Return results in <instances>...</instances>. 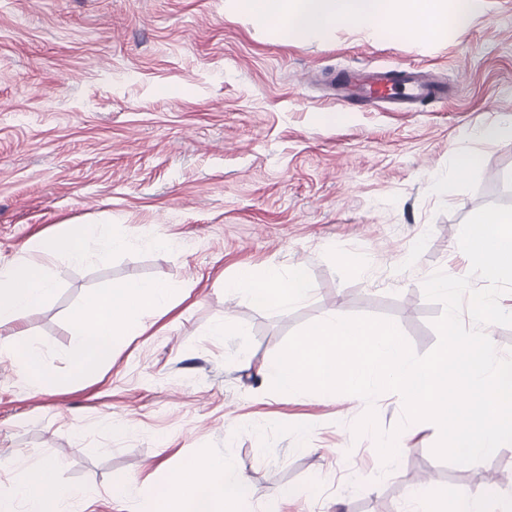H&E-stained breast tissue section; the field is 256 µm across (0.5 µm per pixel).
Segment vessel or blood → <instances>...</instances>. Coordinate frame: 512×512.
I'll return each instance as SVG.
<instances>
[{"label":"vessel or blood","instance_id":"vessel-or-blood-1","mask_svg":"<svg viewBox=\"0 0 512 512\" xmlns=\"http://www.w3.org/2000/svg\"><path fill=\"white\" fill-rule=\"evenodd\" d=\"M337 85L343 90V102L359 105L383 102L396 110L418 108L446 96L440 82L403 65L367 70L355 79L345 74L338 77Z\"/></svg>","mask_w":512,"mask_h":512}]
</instances>
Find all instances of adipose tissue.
<instances>
[{"mask_svg": "<svg viewBox=\"0 0 512 512\" xmlns=\"http://www.w3.org/2000/svg\"><path fill=\"white\" fill-rule=\"evenodd\" d=\"M233 11L257 25L305 40L321 39L337 24L349 23L377 36L414 34L433 41L452 38L471 26L487 8V0H226ZM98 241L103 252L128 248L119 236L103 235L97 224H63L49 237H32L26 257L0 268V326L25 319L55 290L45 262L64 256L71 264L90 259L87 241ZM225 293L265 308H287L308 299L310 288L301 266L270 270L257 280L250 268L225 280ZM177 289L160 281L114 284L103 293L87 295L78 318L73 359L82 376L97 375L112 361L116 347L141 335L158 311L176 301ZM161 503H145L140 512H245L255 496L249 479L224 455L193 456L170 477ZM87 487L60 484L49 462L30 465L17 497L0 496V512H63L66 504L90 496Z\"/></svg>", "mask_w": 512, "mask_h": 512, "instance_id": "adipose-tissue-1", "label": "adipose tissue"}]
</instances>
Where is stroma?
Returning <instances> with one entry per match:
<instances>
[{"label":"stroma","instance_id":"1","mask_svg":"<svg viewBox=\"0 0 512 512\" xmlns=\"http://www.w3.org/2000/svg\"><path fill=\"white\" fill-rule=\"evenodd\" d=\"M408 63L433 70L447 98L356 112L331 95L330 76ZM511 119L512 0H489L449 41L343 25L319 42L259 32L224 0H0V266L61 224L130 243L83 265L52 260L49 302L0 327V344L25 334L62 379L36 390L24 353H0V457L93 486L77 512H133L113 479H135L145 501L188 457L215 453L256 486L252 512H401L420 488L448 503L463 488L512 492V447L453 464L434 455L430 421L408 424L383 466L353 426L372 409L393 430L399 393L285 399L259 373L336 309L393 320L416 354L435 348L443 306L426 279L469 275L462 224L512 205V137L470 136ZM465 142L483 164L456 178L448 156ZM294 264L311 287L301 305L255 307L222 287L243 265L261 279ZM133 279L185 298L98 377L79 375L85 297ZM226 316L247 335L213 341Z\"/></svg>","mask_w":512,"mask_h":512}]
</instances>
